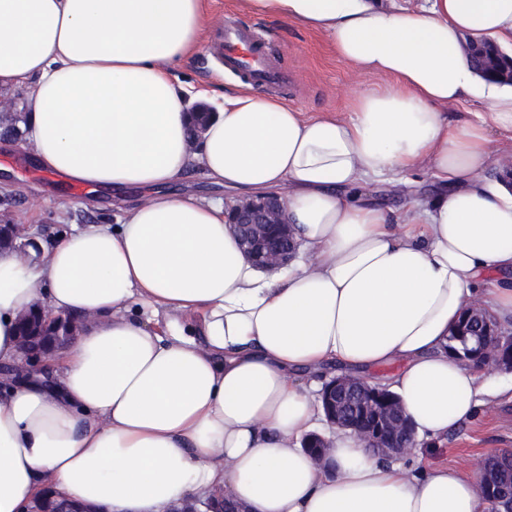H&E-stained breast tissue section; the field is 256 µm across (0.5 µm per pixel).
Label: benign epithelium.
<instances>
[{
	"label": "benign epithelium",
	"instance_id": "1",
	"mask_svg": "<svg viewBox=\"0 0 512 512\" xmlns=\"http://www.w3.org/2000/svg\"><path fill=\"white\" fill-rule=\"evenodd\" d=\"M225 218L234 228L243 254L258 268L272 271L296 258L299 243L293 225L286 219L285 203L280 196L269 194L236 200L225 209ZM1 240L24 255L31 248L39 250L24 224H1ZM466 317L483 320L479 333V366L512 370V336L503 332L478 303L466 310ZM20 323L21 360L0 365V381L3 383L16 382L39 369L42 358L63 349L79 328V319L65 315L23 314ZM320 401L330 426L354 431L359 441L377 455L399 457L408 450L405 440L412 437L411 425L397 396L388 389L372 386L359 377L339 375L325 384ZM360 409L372 415V422L365 431L356 427L354 412ZM330 447V441L317 433L302 440V448L318 462L326 459ZM481 494L487 512H512V498H494L484 485ZM190 504L193 512H198L200 506L205 512H244L226 501L222 493L204 501L192 500Z\"/></svg>",
	"mask_w": 512,
	"mask_h": 512
}]
</instances>
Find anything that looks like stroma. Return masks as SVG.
Here are the masks:
<instances>
[{"label":"stroma","mask_w":512,"mask_h":512,"mask_svg":"<svg viewBox=\"0 0 512 512\" xmlns=\"http://www.w3.org/2000/svg\"><path fill=\"white\" fill-rule=\"evenodd\" d=\"M255 25L273 39L272 49L280 65L291 72V85L275 95L300 112L303 118L333 116L348 120L353 116L351 102L359 93L386 83V76L357 69L340 59L324 37L307 29L244 12L239 0H206L203 38L205 47L172 65L174 80L196 88L223 93L239 86V77L225 73L222 61L213 54L224 38L225 20ZM406 188L392 182L371 179L361 188V197L385 210L400 213L406 203L405 190H412L418 201L435 197L436 182L430 169L405 173ZM12 194L8 211L0 210V220L30 225L41 244L87 224L114 226L123 214L112 205V192L84 187L73 192L65 177L47 172L33 159V148L26 138L0 140V195ZM422 460L469 470L502 449L512 450V397L503 396L481 405L475 416L448 433L447 440L421 442Z\"/></svg>","instance_id":"1"}]
</instances>
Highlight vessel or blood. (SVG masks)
<instances>
[{
    "mask_svg": "<svg viewBox=\"0 0 512 512\" xmlns=\"http://www.w3.org/2000/svg\"><path fill=\"white\" fill-rule=\"evenodd\" d=\"M219 53L225 71L242 78L247 85L275 89L286 87L293 80L271 53L265 34L258 28L226 24Z\"/></svg>",
    "mask_w": 512,
    "mask_h": 512,
    "instance_id": "obj_1",
    "label": "vessel or blood"
}]
</instances>
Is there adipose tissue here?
Wrapping results in <instances>:
<instances>
[{
	"label": "adipose tissue",
	"instance_id": "ef3b65f1",
	"mask_svg": "<svg viewBox=\"0 0 512 512\" xmlns=\"http://www.w3.org/2000/svg\"><path fill=\"white\" fill-rule=\"evenodd\" d=\"M245 3L387 83L348 121L228 88L194 143L169 67L202 49L205 0H0V92L24 88L41 167L144 193L121 224L74 229L38 259L0 251L1 362L20 357V313L84 318L51 374L0 391V512L48 485L93 512L219 492L246 512H484L478 472L390 463L343 431L321 466L298 440L332 365L384 370L413 457L497 392L446 344L475 302L512 317V190L488 176L512 86L465 47L512 45V0ZM474 94L487 111L443 115ZM193 166L237 196L284 194L299 259L258 270L223 202L168 193ZM421 166L446 188L431 207L393 217L355 194Z\"/></svg>",
	"mask_w": 512,
	"mask_h": 512
}]
</instances>
